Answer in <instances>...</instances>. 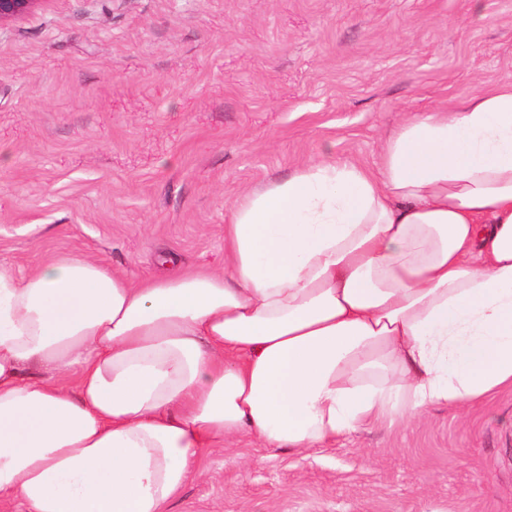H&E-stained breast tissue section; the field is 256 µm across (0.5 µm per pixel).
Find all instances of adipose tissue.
Wrapping results in <instances>:
<instances>
[{
    "label": "adipose tissue",
    "mask_w": 512,
    "mask_h": 512,
    "mask_svg": "<svg viewBox=\"0 0 512 512\" xmlns=\"http://www.w3.org/2000/svg\"><path fill=\"white\" fill-rule=\"evenodd\" d=\"M512 388V86L409 119L379 165L247 194L224 269L0 268V501L172 512L239 435L306 452Z\"/></svg>",
    "instance_id": "1"
}]
</instances>
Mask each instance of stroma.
I'll return each mask as SVG.
<instances>
[{
  "instance_id": "obj_1",
  "label": "stroma",
  "mask_w": 512,
  "mask_h": 512,
  "mask_svg": "<svg viewBox=\"0 0 512 512\" xmlns=\"http://www.w3.org/2000/svg\"><path fill=\"white\" fill-rule=\"evenodd\" d=\"M509 85L512 0H43L0 24V267L222 269L247 191ZM175 512H512V390L305 453L240 436Z\"/></svg>"
}]
</instances>
